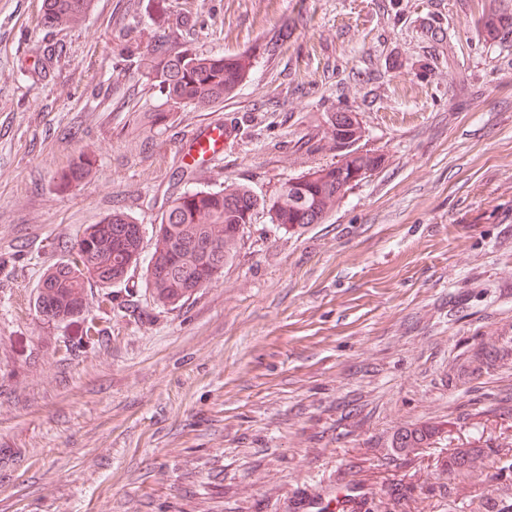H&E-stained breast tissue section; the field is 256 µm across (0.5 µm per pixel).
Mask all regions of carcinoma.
Segmentation results:
<instances>
[{"label": "carcinoma", "instance_id": "obj_1", "mask_svg": "<svg viewBox=\"0 0 512 512\" xmlns=\"http://www.w3.org/2000/svg\"><path fill=\"white\" fill-rule=\"evenodd\" d=\"M93 0H43L44 24L70 29L81 24L92 8ZM484 28L491 36L512 33V9L487 17ZM254 64L249 51L234 55L175 50L166 38H159L140 56L138 68L153 85L159 87L166 102L175 107L189 106L208 110L224 102L245 79ZM359 123L345 112L331 121L330 140L338 160L325 167L291 178L269 198L257 197L243 183H226L216 190H190L167 203L158 224L152 228V255L165 261L163 266L146 265L145 284L155 299L177 307L204 283L221 276L224 265L233 259L243 238L237 227L252 223L254 211L262 208L269 222L284 231L308 224H320L346 192L367 174L378 169L382 157L361 151ZM96 159L82 153L58 173L61 187L78 184L91 177ZM208 242L211 252L201 251ZM144 234L128 214L114 210L97 224L88 225L74 244L71 259L52 265L45 272L35 299L37 312L58 323L79 324L80 339L93 343L102 333L101 324L112 312L109 288L129 279L142 262ZM98 284L103 293L97 300L99 315L80 319L77 307L87 306V285ZM433 432L425 427L396 433L391 447L398 454L426 444ZM470 450L460 448L442 460L440 467L446 482L440 492L451 496L454 483L466 467Z\"/></svg>", "mask_w": 512, "mask_h": 512}]
</instances>
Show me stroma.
Returning a JSON list of instances; mask_svg holds the SVG:
<instances>
[{
  "label": "stroma",
  "instance_id": "stroma-1",
  "mask_svg": "<svg viewBox=\"0 0 512 512\" xmlns=\"http://www.w3.org/2000/svg\"><path fill=\"white\" fill-rule=\"evenodd\" d=\"M94 0L78 27L0 0V512H484L512 488V36L501 0ZM254 67L223 104L166 103L138 58L156 36ZM383 163L323 223L247 225L182 306L141 271L98 342L34 298L83 229L119 209L151 231L189 189L269 197L336 160V113ZM231 134L188 152L201 126ZM95 174L63 189L80 152ZM425 426L406 454L400 431ZM469 448L460 491L438 462ZM433 436V432L425 427L396 433L391 440V448L398 454L409 451L412 448H419L426 444Z\"/></svg>",
  "mask_w": 512,
  "mask_h": 512
}]
</instances>
